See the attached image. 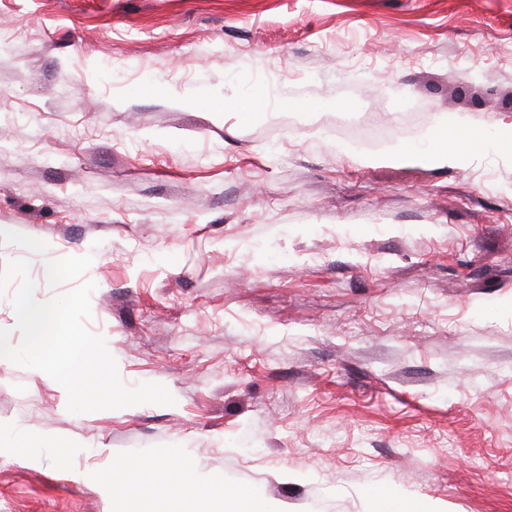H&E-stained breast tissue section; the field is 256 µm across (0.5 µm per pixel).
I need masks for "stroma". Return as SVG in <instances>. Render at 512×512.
<instances>
[{
	"mask_svg": "<svg viewBox=\"0 0 512 512\" xmlns=\"http://www.w3.org/2000/svg\"><path fill=\"white\" fill-rule=\"evenodd\" d=\"M508 139L512 0H0V267L176 399L0 360V512H512ZM446 135L438 143L440 134H433L430 137L428 146L422 151L427 157L437 165H448V159L459 160L465 153L464 147L460 146L457 141L452 143L446 142ZM443 139L445 141L443 142Z\"/></svg>",
	"mask_w": 512,
	"mask_h": 512,
	"instance_id": "35a3bbf8",
	"label": "stroma"
}]
</instances>
